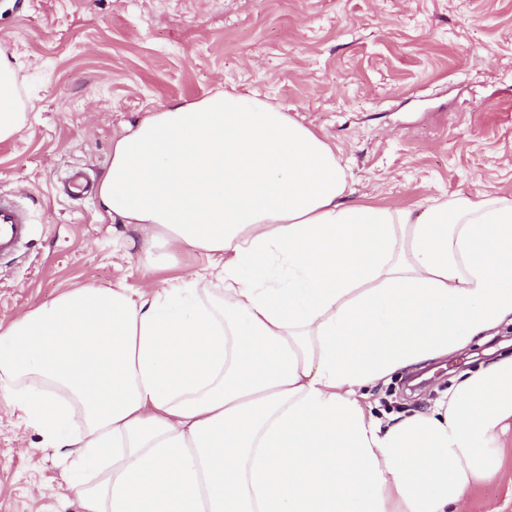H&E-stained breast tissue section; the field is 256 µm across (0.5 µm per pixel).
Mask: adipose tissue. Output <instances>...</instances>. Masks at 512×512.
Masks as SVG:
<instances>
[{
  "label": "adipose tissue",
  "mask_w": 512,
  "mask_h": 512,
  "mask_svg": "<svg viewBox=\"0 0 512 512\" xmlns=\"http://www.w3.org/2000/svg\"><path fill=\"white\" fill-rule=\"evenodd\" d=\"M0 53V141L25 125ZM332 147L223 90L126 125L98 204L168 288L84 285L0 325V404L81 512H467L512 456V357L431 407L370 388L512 322V198L348 202Z\"/></svg>",
  "instance_id": "1"
}]
</instances>
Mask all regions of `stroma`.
<instances>
[{
    "label": "stroma",
    "instance_id": "1",
    "mask_svg": "<svg viewBox=\"0 0 512 512\" xmlns=\"http://www.w3.org/2000/svg\"><path fill=\"white\" fill-rule=\"evenodd\" d=\"M0 52L28 114L0 141V193L33 232L0 259V323L83 284L163 288L191 252L147 267L112 256L97 195L123 127L217 88L274 103L346 163L349 200L422 213L432 197H512V0H0ZM512 355V334L369 392L386 412L426 409L466 371ZM53 449L0 406V512H79Z\"/></svg>",
    "mask_w": 512,
    "mask_h": 512
}]
</instances>
